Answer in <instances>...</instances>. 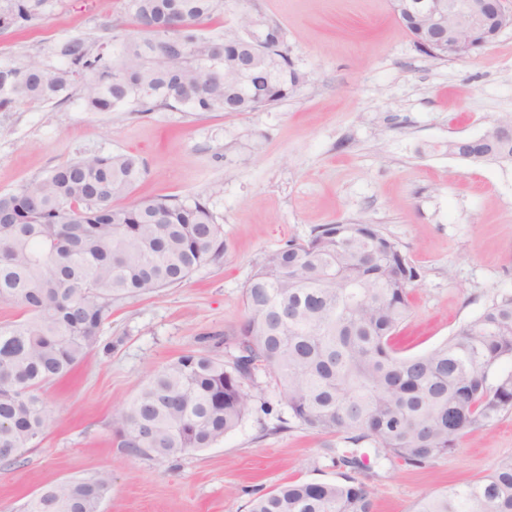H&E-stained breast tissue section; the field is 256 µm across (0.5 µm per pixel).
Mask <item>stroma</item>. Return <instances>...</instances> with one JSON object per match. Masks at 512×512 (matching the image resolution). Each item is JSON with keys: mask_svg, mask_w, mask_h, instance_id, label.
<instances>
[{"mask_svg": "<svg viewBox=\"0 0 512 512\" xmlns=\"http://www.w3.org/2000/svg\"><path fill=\"white\" fill-rule=\"evenodd\" d=\"M247 13L278 23L295 68L310 76L276 105L90 112L75 96L0 111V193L78 156L131 153L146 173L130 201L204 198L225 244L181 285L113 305L100 347L45 386L50 427L16 463L0 464V512H23L42 488L103 472L112 492L101 512H248L284 482L346 475L372 491L374 512H414L425 494L478 480L512 456L509 410L453 455L421 467L385 459L372 441L301 425L261 365L244 384L251 412L212 447L176 460L118 448L113 418L150 373L192 349L223 355L255 266L324 225H376L418 271L401 354L430 350L512 294V165L448 153L449 141L512 116V29L456 61L419 52L389 0H224L219 21L199 30ZM132 30L125 0H54L39 25L0 31V62L62 67L60 42L108 44Z\"/></svg>", "mask_w": 512, "mask_h": 512, "instance_id": "obj_1", "label": "stroma"}]
</instances>
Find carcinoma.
Wrapping results in <instances>:
<instances>
[{
	"label": "carcinoma",
	"mask_w": 512,
	"mask_h": 512,
	"mask_svg": "<svg viewBox=\"0 0 512 512\" xmlns=\"http://www.w3.org/2000/svg\"><path fill=\"white\" fill-rule=\"evenodd\" d=\"M52 0H0V30L38 24ZM138 35L107 51L98 40L63 42L64 67L0 64V110L64 102L80 87L97 112H250L308 81L261 29L277 58L236 87L228 70L245 46L248 17L223 34L197 27L224 0H126ZM512 162V124L492 126L477 147ZM145 168L132 154H94L0 194V301L20 315L0 322V461L12 462L49 427L42 388L97 347L112 304L187 281L224 252V232L200 197L113 205ZM418 276L393 239L372 224H328L306 242L271 253L243 291L245 318L224 338L227 359L189 350L153 371L119 412L118 447L179 457L209 448L251 409L243 388L255 363L273 373L293 418L308 429L374 441L419 467L450 456L472 429L512 409V294L486 307L441 344L403 355L392 339L410 310ZM112 479H69L36 493L25 512H101ZM370 489L288 481L251 501L250 512H372ZM415 512H512V457L484 477L422 498Z\"/></svg>",
	"instance_id": "cac0c4a2"
}]
</instances>
